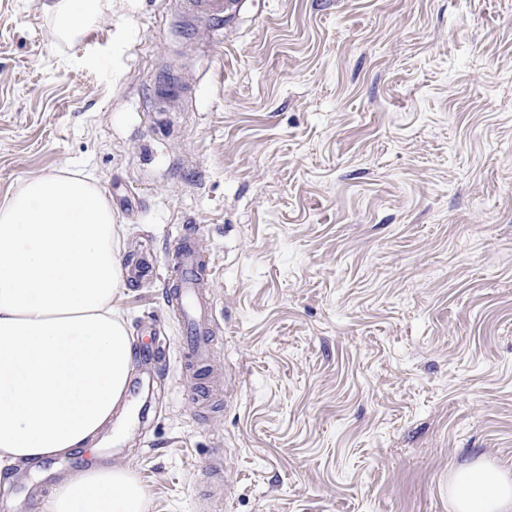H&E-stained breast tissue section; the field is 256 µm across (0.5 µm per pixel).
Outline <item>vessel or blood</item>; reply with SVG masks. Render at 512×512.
I'll list each match as a JSON object with an SVG mask.
<instances>
[{
  "label": "vessel or blood",
  "instance_id": "1",
  "mask_svg": "<svg viewBox=\"0 0 512 512\" xmlns=\"http://www.w3.org/2000/svg\"><path fill=\"white\" fill-rule=\"evenodd\" d=\"M241 0H178L182 27L212 29L235 17ZM175 279L166 292L168 307L186 329L183 358L189 369L208 370L213 355L212 301L202 282L214 268L196 252L190 233H183L175 246Z\"/></svg>",
  "mask_w": 512,
  "mask_h": 512
}]
</instances>
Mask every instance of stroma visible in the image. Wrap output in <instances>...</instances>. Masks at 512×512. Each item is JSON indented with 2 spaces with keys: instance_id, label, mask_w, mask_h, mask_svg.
Returning a JSON list of instances; mask_svg holds the SVG:
<instances>
[{
  "instance_id": "stroma-1",
  "label": "stroma",
  "mask_w": 512,
  "mask_h": 512,
  "mask_svg": "<svg viewBox=\"0 0 512 512\" xmlns=\"http://www.w3.org/2000/svg\"><path fill=\"white\" fill-rule=\"evenodd\" d=\"M54 3L0 0V198L91 176L155 275L111 423L12 468L0 512L105 465L144 512H451L452 470L512 475V0H243L217 43L174 0L57 39ZM186 230L204 374L165 301Z\"/></svg>"
}]
</instances>
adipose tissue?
<instances>
[{
  "instance_id": "ef3b65f1",
  "label": "adipose tissue",
  "mask_w": 512,
  "mask_h": 512,
  "mask_svg": "<svg viewBox=\"0 0 512 512\" xmlns=\"http://www.w3.org/2000/svg\"><path fill=\"white\" fill-rule=\"evenodd\" d=\"M100 0H58L53 34L75 37ZM117 226L104 193L76 175L37 176L0 202V474L66 456L112 419L133 343L117 306L124 290ZM125 469L63 478L42 512H143ZM452 512H512V476L477 460L450 472Z\"/></svg>"
}]
</instances>
